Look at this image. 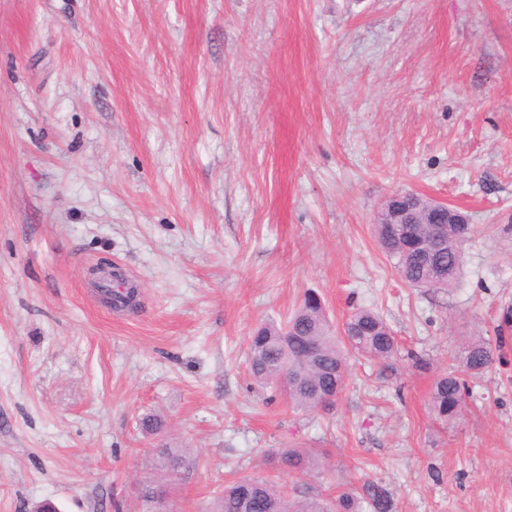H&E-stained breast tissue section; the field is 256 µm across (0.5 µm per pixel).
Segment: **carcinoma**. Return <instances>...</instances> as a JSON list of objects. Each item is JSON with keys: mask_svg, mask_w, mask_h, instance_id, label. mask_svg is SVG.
<instances>
[{"mask_svg": "<svg viewBox=\"0 0 512 512\" xmlns=\"http://www.w3.org/2000/svg\"><path fill=\"white\" fill-rule=\"evenodd\" d=\"M377 243L395 270H403L407 284L428 271L420 248L412 240L393 236L392 226L376 224ZM473 227L461 225L459 234L448 238L446 251L437 261L448 267V287H453L463 265V246ZM397 350L395 336L384 319L371 309L359 308L334 329L315 292L304 294L293 315L282 325H264L249 337V365L256 382L282 386L289 406L297 411L324 409V399L339 396L344 388L351 354L386 361ZM462 372L478 378L501 360L499 347L474 338L466 341L459 356ZM470 388L456 372L441 375L432 387L429 405L444 421H455L467 408ZM156 469L167 483L174 482L186 465V454L166 445L153 449ZM275 459L280 468L298 475L311 466V453L304 448H279ZM361 502L343 493L329 503L317 495H288L285 488L265 477H242L219 490L212 512H359Z\"/></svg>", "mask_w": 512, "mask_h": 512, "instance_id": "carcinoma-1", "label": "carcinoma"}]
</instances>
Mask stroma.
<instances>
[{
	"instance_id": "35a3bbf8",
	"label": "stroma",
	"mask_w": 512,
	"mask_h": 512,
	"mask_svg": "<svg viewBox=\"0 0 512 512\" xmlns=\"http://www.w3.org/2000/svg\"><path fill=\"white\" fill-rule=\"evenodd\" d=\"M401 190L474 224L454 287L379 249ZM106 265L137 311L100 302ZM309 291L338 326L378 312L398 350L303 413L248 341ZM507 307L512 0H0V512H150L161 442L188 457L170 512L244 476L512 512V331L456 424L428 408ZM277 448L326 458L291 475Z\"/></svg>"
}]
</instances>
